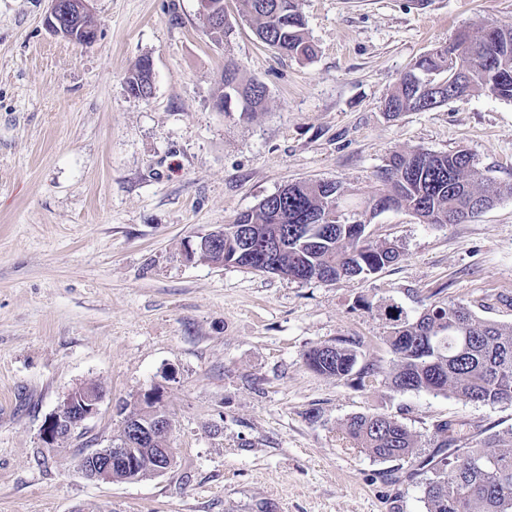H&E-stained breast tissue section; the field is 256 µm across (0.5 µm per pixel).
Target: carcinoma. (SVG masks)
<instances>
[{
	"label": "carcinoma",
	"mask_w": 512,
	"mask_h": 512,
	"mask_svg": "<svg viewBox=\"0 0 512 512\" xmlns=\"http://www.w3.org/2000/svg\"><path fill=\"white\" fill-rule=\"evenodd\" d=\"M238 14L277 54L299 61L314 57L298 0H238ZM499 27L492 65L465 67L461 92L467 98L484 94L512 101V23L501 22ZM448 51L436 49L415 61L411 73L417 82L404 78L384 98L390 116L439 106L437 92L426 86L437 84L441 74L450 77ZM218 95L226 107L245 101L253 114L263 108L266 88L257 80L241 81L236 69L227 68ZM382 181L377 196L399 199L423 224H458L492 207L501 196H512V184H493L466 150L395 153ZM332 205L338 208L337 218L331 224L320 223ZM364 225L340 184L299 181L224 225V249L198 251L195 256L211 264L234 261L239 268L300 281L365 278L396 263L400 251L390 242L355 244L352 228ZM277 236L282 246L270 254L262 256L252 249L254 240ZM386 319L390 332L384 341L394 356L391 368L359 365L358 351L342 342L310 349L304 355L307 366L338 379L354 374L361 387L366 377L381 376L397 393L425 391L490 406L512 403V324L481 319L461 303L432 304L414 319L391 305ZM345 431L357 447L378 460H403L417 448L415 435L386 414L355 415ZM508 438L512 440V432L507 438L496 434L452 458L427 462L432 476L425 481L426 512H512V449L499 448ZM166 440L167 434L157 432L138 444L137 472L116 466L113 478L151 476L160 463L155 449L164 447Z\"/></svg>",
	"instance_id": "cac0c4a2"
}]
</instances>
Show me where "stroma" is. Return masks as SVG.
Listing matches in <instances>:
<instances>
[{
  "instance_id": "stroma-1",
  "label": "stroma",
  "mask_w": 512,
  "mask_h": 512,
  "mask_svg": "<svg viewBox=\"0 0 512 512\" xmlns=\"http://www.w3.org/2000/svg\"><path fill=\"white\" fill-rule=\"evenodd\" d=\"M47 7L0 0V512H425L423 461L511 430L512 404L360 388L304 355L350 340L360 363L391 367V305L412 318L464 302L512 323V196L461 224L368 217L401 257L365 280L215 266L184 244L292 182L372 197L396 152L466 150L512 183V102L476 94L395 119L382 107L424 53L512 21V0H299L317 48L302 62L263 45L236 0L221 46L199 0H92L89 47L51 33ZM145 56L142 99L126 77ZM228 67L265 84L263 111L214 107ZM83 383L105 393L98 414L45 448V420ZM152 388L172 419V465L82 476L119 406ZM373 413L405 424L417 457L354 447L348 419Z\"/></svg>"
}]
</instances>
